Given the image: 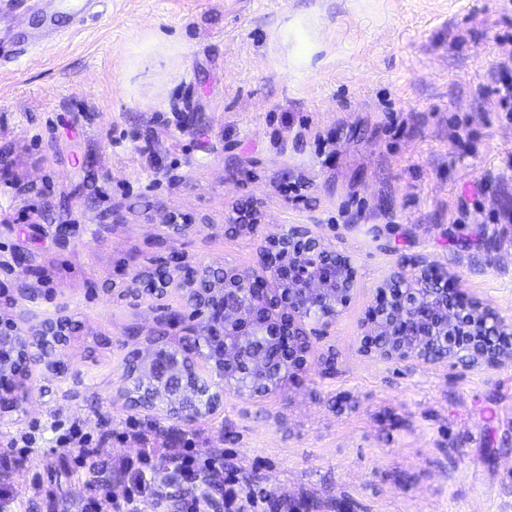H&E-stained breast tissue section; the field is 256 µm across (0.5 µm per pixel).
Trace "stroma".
<instances>
[{"mask_svg":"<svg viewBox=\"0 0 512 512\" xmlns=\"http://www.w3.org/2000/svg\"><path fill=\"white\" fill-rule=\"evenodd\" d=\"M49 2L0 0L16 40L64 35L0 59V289L71 328L64 372L36 368L27 410L0 408V512H155L180 486L205 501L187 451L236 470V512H512V362L361 351L377 288L426 262L512 321V112L493 93L512 0H112L78 29ZM246 200L262 222L230 232ZM296 225L357 270L312 365L266 396L225 389L190 426L128 408L131 352L188 341L121 298L135 273L174 256L249 271ZM143 448L151 486L128 505L134 471L101 464Z\"/></svg>","mask_w":512,"mask_h":512,"instance_id":"35a3bbf8","label":"stroma"}]
</instances>
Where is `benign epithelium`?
Returning a JSON list of instances; mask_svg holds the SVG:
<instances>
[{"mask_svg": "<svg viewBox=\"0 0 512 512\" xmlns=\"http://www.w3.org/2000/svg\"><path fill=\"white\" fill-rule=\"evenodd\" d=\"M230 223L253 232L261 223L257 207L240 208ZM165 278L134 275L126 297L138 307L148 296L174 288L186 298L182 309L165 317L185 325L190 336L210 340L206 360L222 381L240 364L251 383L244 395L267 394L305 371L311 362V335L326 331L349 301L357 272L351 261L332 250L306 225L264 238L258 265L243 273L215 269L177 258ZM68 318L61 315L28 323L22 316H0V405L29 400L32 368L66 346ZM363 353L400 362L446 363L453 368L498 367L512 362V323L469 297L448 269L428 265L415 274L398 272L377 289L364 324ZM139 378L150 391L124 387L134 408L162 407L166 416L189 424L214 413L221 393L207 385L210 406L199 403L201 388L183 380L197 365L194 350L147 349L134 353Z\"/></svg>", "mask_w": 512, "mask_h": 512, "instance_id": "1", "label": "benign epithelium"}]
</instances>
